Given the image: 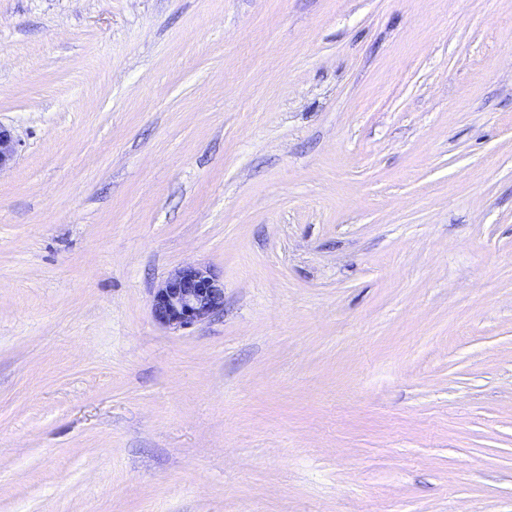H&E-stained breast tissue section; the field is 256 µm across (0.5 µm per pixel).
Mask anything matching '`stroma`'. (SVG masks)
I'll list each match as a JSON object with an SVG mask.
<instances>
[{
  "mask_svg": "<svg viewBox=\"0 0 512 512\" xmlns=\"http://www.w3.org/2000/svg\"><path fill=\"white\" fill-rule=\"evenodd\" d=\"M0 124V512H512V0H0ZM17 149L18 141L11 129L0 124V172L13 164ZM223 310L224 282L199 265H186L169 274L151 301L154 321L172 330L188 329Z\"/></svg>",
  "mask_w": 512,
  "mask_h": 512,
  "instance_id": "35a3bbf8",
  "label": "stroma"
}]
</instances>
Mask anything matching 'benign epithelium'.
I'll use <instances>...</instances> for the list:
<instances>
[{
  "label": "benign epithelium",
  "mask_w": 512,
  "mask_h": 512,
  "mask_svg": "<svg viewBox=\"0 0 512 512\" xmlns=\"http://www.w3.org/2000/svg\"><path fill=\"white\" fill-rule=\"evenodd\" d=\"M18 141L0 124V171L10 167ZM224 310V282L199 265L181 267L162 281L151 301V314L160 326L181 330L203 323Z\"/></svg>",
  "instance_id": "benign-epithelium-1"
}]
</instances>
